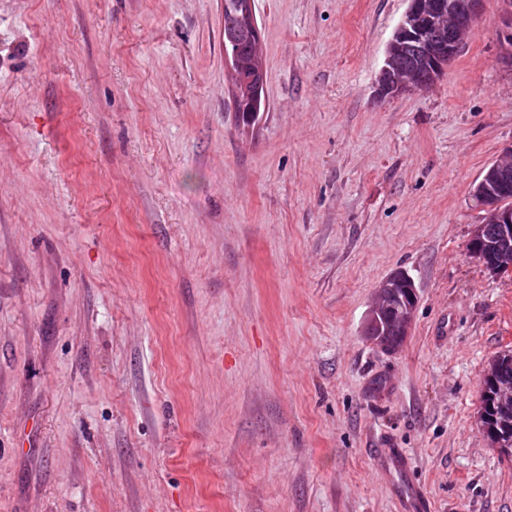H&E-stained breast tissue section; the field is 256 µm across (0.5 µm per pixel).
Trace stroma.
<instances>
[{
    "label": "stroma",
    "mask_w": 512,
    "mask_h": 512,
    "mask_svg": "<svg viewBox=\"0 0 512 512\" xmlns=\"http://www.w3.org/2000/svg\"><path fill=\"white\" fill-rule=\"evenodd\" d=\"M406 0H0V512H512L478 426L512 275L467 250L512 145L500 2L431 88L378 98ZM408 273L402 347L364 329ZM397 447L410 473L386 470ZM238 27L244 29L249 33L251 42L258 52L259 63H257V59L255 57L251 63L245 64L236 56L230 55L227 52H224V58L228 66V73L231 80L239 79L241 77L240 74L245 76L244 72L246 70L247 73H249V76L246 78V81L252 86V99L249 101L248 106L246 108L243 107L241 112H252L254 115H257L259 94L265 82V71L263 66L262 52L261 49L259 48L260 33L254 12H246L244 14V19H241V25H238ZM251 42L248 40L245 34H242L240 36L237 46L239 55L242 58H251L253 51Z\"/></svg>",
    "instance_id": "obj_1"
}]
</instances>
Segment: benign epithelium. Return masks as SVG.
<instances>
[{
  "label": "benign epithelium",
  "instance_id": "obj_1",
  "mask_svg": "<svg viewBox=\"0 0 512 512\" xmlns=\"http://www.w3.org/2000/svg\"><path fill=\"white\" fill-rule=\"evenodd\" d=\"M408 7L389 40L383 65L376 80V93L385 98L420 91L434 84L464 46L466 34L480 15L484 0H407ZM501 49L496 63L512 72V3L501 2ZM240 28L249 33L254 47H260V33L254 12L244 14ZM412 52L413 66L399 63V56ZM231 79L247 72L252 99L244 111L258 114V99L265 82L263 63H243L224 54ZM512 145L490 165L477 184L475 202L485 212L482 223L468 241V251L495 275L512 273ZM417 307L414 281L396 272L378 285L377 299L368 312L365 335L379 349L395 352L400 344L386 339L389 331L407 336ZM512 354L494 358L484 374L485 397L481 401L479 425L491 445L512 452V379L506 369Z\"/></svg>",
  "mask_w": 512,
  "mask_h": 512
}]
</instances>
